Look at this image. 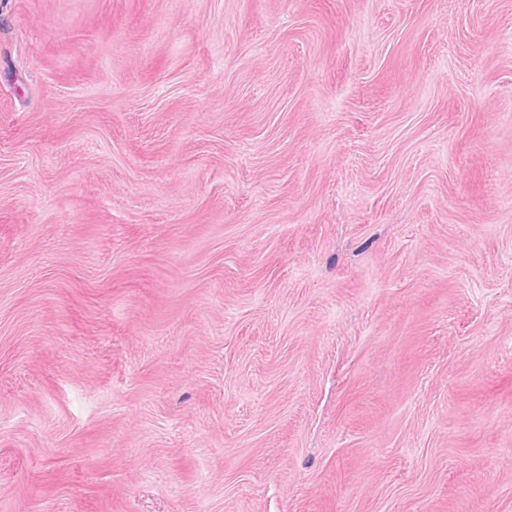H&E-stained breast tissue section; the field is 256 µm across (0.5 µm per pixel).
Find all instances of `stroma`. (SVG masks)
<instances>
[{"instance_id":"1","label":"stroma","mask_w":512,"mask_h":512,"mask_svg":"<svg viewBox=\"0 0 512 512\" xmlns=\"http://www.w3.org/2000/svg\"><path fill=\"white\" fill-rule=\"evenodd\" d=\"M0 512H512V0H0Z\"/></svg>"}]
</instances>
